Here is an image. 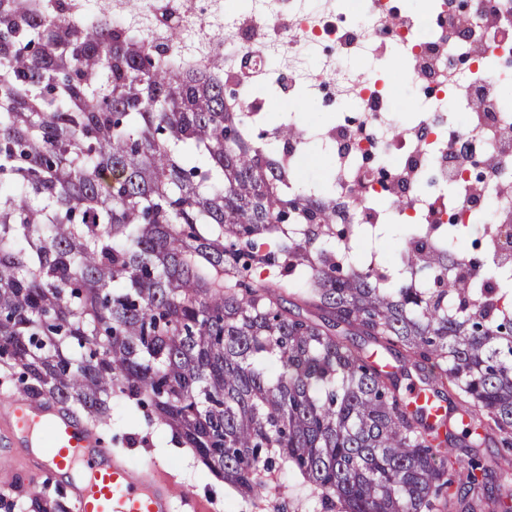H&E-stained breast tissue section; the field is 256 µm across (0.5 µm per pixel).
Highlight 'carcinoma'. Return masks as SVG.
<instances>
[{"instance_id":"carcinoma-1","label":"carcinoma","mask_w":512,"mask_h":512,"mask_svg":"<svg viewBox=\"0 0 512 512\" xmlns=\"http://www.w3.org/2000/svg\"><path fill=\"white\" fill-rule=\"evenodd\" d=\"M224 85L111 27L0 0V371L103 423L113 400L249 496L276 467L336 512H512V267L409 238L358 251ZM389 353L401 372L373 366ZM455 400L452 431L402 377ZM467 457L448 478V447ZM494 473L498 493L479 492ZM27 512H61L41 492Z\"/></svg>"}]
</instances>
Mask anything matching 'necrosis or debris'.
<instances>
[{"mask_svg":"<svg viewBox=\"0 0 512 512\" xmlns=\"http://www.w3.org/2000/svg\"><path fill=\"white\" fill-rule=\"evenodd\" d=\"M111 19L199 79H219L235 111L265 109L259 89L306 91L330 119L300 125L289 139L254 129L266 153L301 174L310 141L336 167V199L346 224H426L441 235L473 224L486 209L512 210V194L462 199V189L495 180L512 187V154L498 151L497 132L512 130V0H67L64 19L79 25ZM226 36L214 39L211 26ZM180 33L172 46L171 33ZM368 72L358 73L359 63ZM405 81L416 105L396 134L392 86ZM486 87L480 95L478 87ZM480 114L483 126L458 124L454 113Z\"/></svg>","mask_w":512,"mask_h":512,"instance_id":"4bbe7bcc","label":"necrosis or debris"}]
</instances>
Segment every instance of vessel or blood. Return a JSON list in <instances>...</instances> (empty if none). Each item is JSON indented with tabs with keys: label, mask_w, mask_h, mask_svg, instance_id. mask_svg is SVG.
Wrapping results in <instances>:
<instances>
[{
	"label": "vessel or blood",
	"mask_w": 512,
	"mask_h": 512,
	"mask_svg": "<svg viewBox=\"0 0 512 512\" xmlns=\"http://www.w3.org/2000/svg\"><path fill=\"white\" fill-rule=\"evenodd\" d=\"M0 446L27 455L32 479L72 473V512H203L196 495L177 489L170 475L133 464L54 400L0 395Z\"/></svg>",
	"instance_id": "b4317fda"
}]
</instances>
